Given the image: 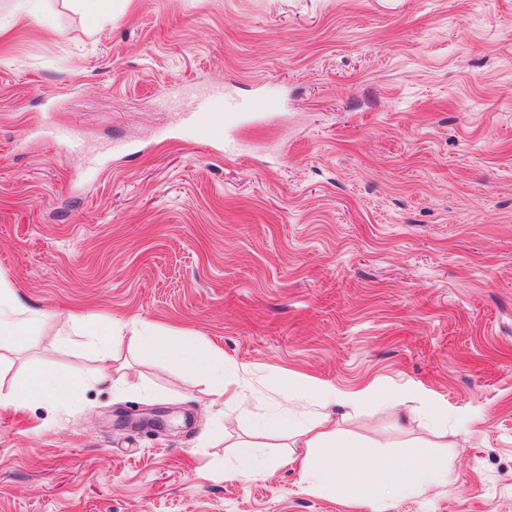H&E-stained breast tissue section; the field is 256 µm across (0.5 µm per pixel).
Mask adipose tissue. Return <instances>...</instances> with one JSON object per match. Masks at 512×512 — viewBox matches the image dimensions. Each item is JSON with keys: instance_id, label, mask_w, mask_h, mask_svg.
<instances>
[{"instance_id": "ef3b65f1", "label": "adipose tissue", "mask_w": 512, "mask_h": 512, "mask_svg": "<svg viewBox=\"0 0 512 512\" xmlns=\"http://www.w3.org/2000/svg\"><path fill=\"white\" fill-rule=\"evenodd\" d=\"M41 320V313L23 306L13 285L0 278V349L21 343ZM102 340L104 355H111L114 347L125 341L146 347L182 372L207 378L213 395L222 399L225 406H232L239 398L232 388L238 368L225 363L221 349L197 336L162 333L143 325L129 337L123 336L118 328H108ZM79 389L77 380L37 372L19 386L9 402L20 404L28 392L37 390L54 402L70 404ZM293 391L299 397L314 400L321 408L320 414L305 420L289 409L277 407L259 417H239V424L248 430L249 436L236 441L230 474L248 476L267 468L270 461L263 440L279 435L288 437L294 447L293 452L282 457V465L298 466L310 491L334 496L346 504L374 507L382 491L406 497L447 482V456L424 459L409 450L385 459L375 449L339 436L325 413L327 407L345 401L335 387L302 383L295 385Z\"/></svg>"}]
</instances>
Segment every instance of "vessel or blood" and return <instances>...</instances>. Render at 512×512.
<instances>
[{
  "label": "vessel or blood",
  "instance_id": "b4317fda",
  "mask_svg": "<svg viewBox=\"0 0 512 512\" xmlns=\"http://www.w3.org/2000/svg\"><path fill=\"white\" fill-rule=\"evenodd\" d=\"M215 94L211 91L196 93L192 101H185L178 93L171 94L167 99L168 106L182 114L185 123L194 127L199 138L208 145L220 146L224 143V127L233 123L243 114H261L275 109L274 100L258 96L248 103H230L223 117H215L211 107ZM51 136L57 146L65 152H70L81 146L82 141L76 131L55 124L52 118H45Z\"/></svg>",
  "mask_w": 512,
  "mask_h": 512
}]
</instances>
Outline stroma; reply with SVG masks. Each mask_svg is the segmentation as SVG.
<instances>
[{
    "mask_svg": "<svg viewBox=\"0 0 512 512\" xmlns=\"http://www.w3.org/2000/svg\"><path fill=\"white\" fill-rule=\"evenodd\" d=\"M183 86L279 106L227 156L162 107ZM0 277L45 315L0 396L86 381L0 408V512H372L225 476L223 402L148 351L93 383L95 330L145 324L222 349L243 413L311 412L298 380L413 394L328 409L386 457L447 438V483L382 512H512V0H45L0 39ZM51 112L50 110L46 111L44 124L49 127L52 139L57 146L64 152H70L80 147L82 140L77 132L54 123ZM82 383L63 375L33 373L7 400L11 405L23 402L28 392L37 390L57 403L72 404ZM352 399L360 402H372L378 407L388 410L398 411V409H400L401 412L397 413L400 417L406 411H410L407 406L409 399L404 393L395 390L380 391L368 387L358 391Z\"/></svg>",
    "mask_w": 512,
    "mask_h": 512,
    "instance_id": "obj_1",
    "label": "stroma"
}]
</instances>
